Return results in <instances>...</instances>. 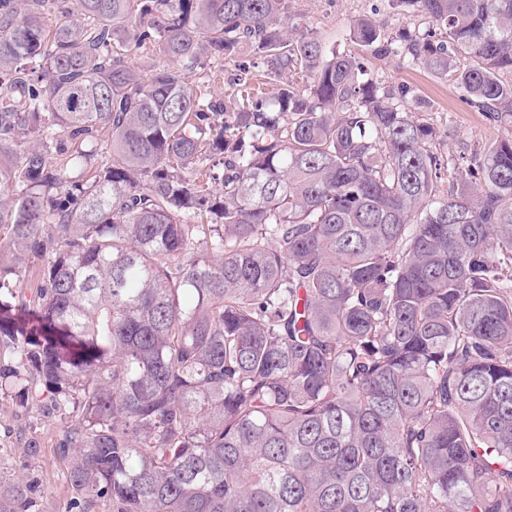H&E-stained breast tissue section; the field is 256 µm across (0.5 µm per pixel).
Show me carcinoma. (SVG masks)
Returning a JSON list of instances; mask_svg holds the SVG:
<instances>
[{"instance_id": "cac0c4a2", "label": "carcinoma", "mask_w": 512, "mask_h": 512, "mask_svg": "<svg viewBox=\"0 0 512 512\" xmlns=\"http://www.w3.org/2000/svg\"><path fill=\"white\" fill-rule=\"evenodd\" d=\"M391 2L350 39L511 125L512 0ZM438 138L288 0H0V395L65 512H512V129Z\"/></svg>"}]
</instances>
